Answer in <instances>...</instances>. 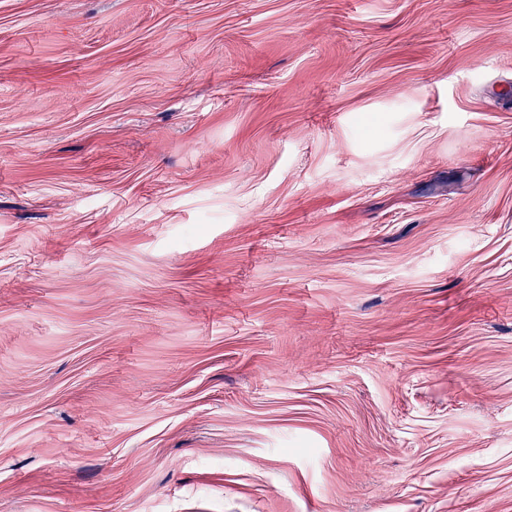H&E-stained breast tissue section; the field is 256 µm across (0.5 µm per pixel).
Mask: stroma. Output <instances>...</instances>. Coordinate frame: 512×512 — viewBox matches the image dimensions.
I'll use <instances>...</instances> for the list:
<instances>
[{
  "label": "stroma",
  "instance_id": "35a3bbf8",
  "mask_svg": "<svg viewBox=\"0 0 512 512\" xmlns=\"http://www.w3.org/2000/svg\"><path fill=\"white\" fill-rule=\"evenodd\" d=\"M0 512H512V0H0Z\"/></svg>",
  "mask_w": 512,
  "mask_h": 512
}]
</instances>
